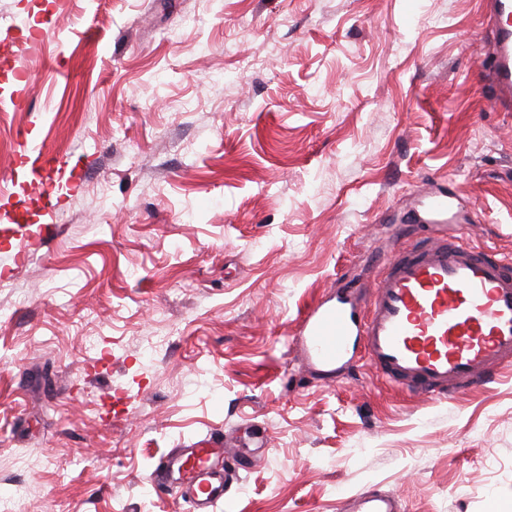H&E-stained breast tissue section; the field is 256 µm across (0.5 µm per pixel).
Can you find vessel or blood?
I'll return each mask as SVG.
<instances>
[{
  "instance_id": "1",
  "label": "vessel or blood",
  "mask_w": 512,
  "mask_h": 512,
  "mask_svg": "<svg viewBox=\"0 0 512 512\" xmlns=\"http://www.w3.org/2000/svg\"><path fill=\"white\" fill-rule=\"evenodd\" d=\"M493 40L484 55L494 107L512 109V0H490ZM427 225L397 226L392 258L371 283L337 291L302 321L300 350L321 373L366 359L391 386L449 399L512 366V259L453 234V201L425 195ZM241 460L226 448H176L150 476L191 512L222 506ZM345 512H401L395 496L368 490Z\"/></svg>"
}]
</instances>
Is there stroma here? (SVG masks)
<instances>
[{
    "instance_id": "1",
    "label": "stroma",
    "mask_w": 512,
    "mask_h": 512,
    "mask_svg": "<svg viewBox=\"0 0 512 512\" xmlns=\"http://www.w3.org/2000/svg\"><path fill=\"white\" fill-rule=\"evenodd\" d=\"M491 38L484 0H0L33 86L0 114V502L190 512L147 477L221 436L247 461L224 512H512V372L417 399L297 350L428 182L512 256ZM22 131L68 160L54 215ZM344 512H402L395 496L378 490L357 493L347 499Z\"/></svg>"
}]
</instances>
